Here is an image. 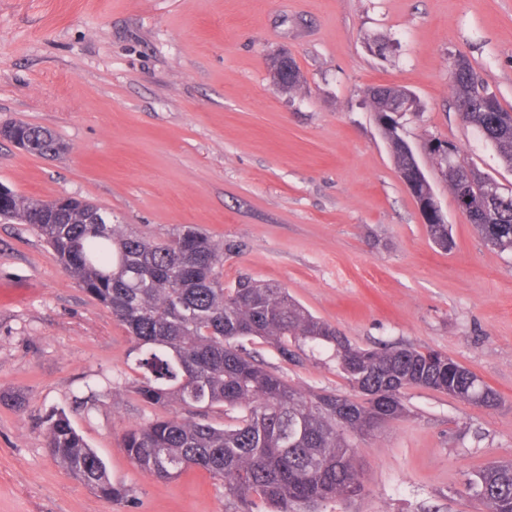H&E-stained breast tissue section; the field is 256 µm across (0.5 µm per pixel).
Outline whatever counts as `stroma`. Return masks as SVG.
<instances>
[{
    "mask_svg": "<svg viewBox=\"0 0 512 512\" xmlns=\"http://www.w3.org/2000/svg\"><path fill=\"white\" fill-rule=\"evenodd\" d=\"M379 36L393 45L383 58L369 49ZM280 50L301 89L271 81ZM460 54L512 108V0H0V123L67 145L52 158L0 139V183L90 200L150 240L194 226L223 243L225 287L277 284L351 343L440 351L501 396L486 410L405 389V415L354 440L363 495L323 512H483L469 477L512 459V253L484 244L425 150L452 141L512 190V169L454 107ZM378 84L420 100L401 134L432 178L452 251L431 243L395 169L364 95ZM243 346L296 387L355 395L327 354L289 363L264 339ZM137 357L32 226L0 221V393L25 399L0 402V512H224L206 471L160 481L122 448L129 428L181 413L134 394ZM56 410L122 500L49 457L43 420Z\"/></svg>",
    "mask_w": 512,
    "mask_h": 512,
    "instance_id": "obj_1",
    "label": "stroma"
}]
</instances>
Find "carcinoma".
Segmentation results:
<instances>
[{"instance_id": "obj_1", "label": "carcinoma", "mask_w": 512, "mask_h": 512, "mask_svg": "<svg viewBox=\"0 0 512 512\" xmlns=\"http://www.w3.org/2000/svg\"><path fill=\"white\" fill-rule=\"evenodd\" d=\"M451 89L462 120L473 126L512 168V111L499 100L486 104L487 89L469 58L458 55ZM403 87L365 90L382 117ZM398 172L416 164L397 127L383 128ZM46 130L26 123L13 137L36 143ZM475 167L455 158L441 169L451 190ZM94 203L67 198L56 223L43 221V205L11 192L0 209L28 221L80 286L121 323L136 342L138 398L149 405L176 404L188 417H157L129 429L122 448L141 470L162 480L199 468L224 486L225 512H321L329 501H348L364 489L350 436H370L404 414L401 392L419 387L485 409L502 405L500 395L469 369L437 351L410 346L384 350L354 346L332 325L314 316L285 289L242 276L235 287L220 283L224 244L184 226L168 240L149 241L118 224H93ZM466 216L483 242L512 251V207L483 196ZM432 242L453 248L448 225H427ZM271 341L280 357L296 358L288 343L333 351L352 399L310 393L269 371L243 352L244 337ZM237 412L235 424L215 417ZM46 450L72 476L108 501L126 490L112 484L105 461L67 414L45 418ZM471 486L486 512H512V461L484 467Z\"/></svg>"}]
</instances>
